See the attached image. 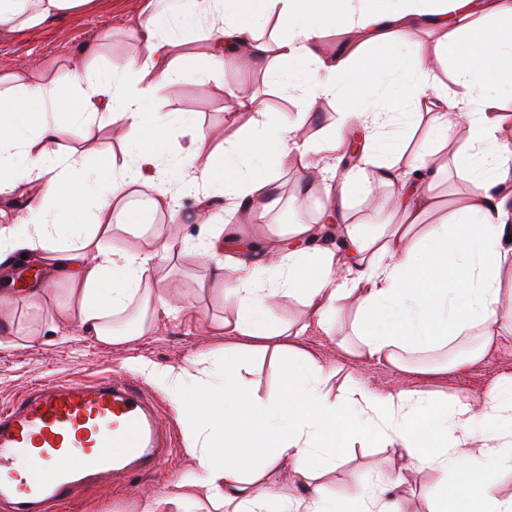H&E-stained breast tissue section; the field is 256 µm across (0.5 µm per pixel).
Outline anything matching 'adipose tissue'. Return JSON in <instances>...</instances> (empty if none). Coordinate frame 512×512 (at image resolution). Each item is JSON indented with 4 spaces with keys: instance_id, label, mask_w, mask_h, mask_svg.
<instances>
[{
    "instance_id": "ef3b65f1",
    "label": "adipose tissue",
    "mask_w": 512,
    "mask_h": 512,
    "mask_svg": "<svg viewBox=\"0 0 512 512\" xmlns=\"http://www.w3.org/2000/svg\"><path fill=\"white\" fill-rule=\"evenodd\" d=\"M87 2L0 0V30L36 28ZM205 18L218 38L202 52L170 59V47ZM270 26L279 34L268 39ZM425 34L433 35V48L421 43ZM133 35L142 63L83 68L68 102L56 79L34 70L0 73V196L27 187L38 199L0 227V266L19 254L52 263L70 286L80 335L117 345L149 334L157 311H183L154 289L162 261L188 252L214 257L212 282L237 302L234 319L223 324L233 339L223 358L206 367L130 362L172 395L187 422L198 493L173 497L176 512L189 505L197 512H413L396 490L424 474L438 477L428 512H512V495L498 488L500 474L512 472V375L451 408L425 389L380 395L355 383L337 396L324 366L291 346L308 332L330 333L337 307L350 298L358 306L352 355L361 361L402 371L405 351L475 328L478 354L499 343L500 274L512 265V141L502 135L501 111L512 97V0H383L378 7L363 0H151ZM330 36L338 47L326 57L321 48ZM270 60L286 64L267 75L292 88L296 112L274 118L228 90L255 119L249 130L225 133L223 147H213L190 114L173 118L154 107L157 91L182 73L209 78ZM386 81L385 100L366 99L364 85ZM432 96L440 109L423 111ZM323 99L336 102L337 127L319 140L303 137L307 115ZM97 116L121 122L123 161L107 156L90 167L59 150L68 125ZM421 124L428 142L407 153L403 133ZM461 124L468 137L454 164L469 184L467 202L443 223L423 225L435 205L436 147ZM354 126L365 140L360 163L336 170L327 191V213L343 224L345 246L312 244L311 226L296 224L289 231L296 248L251 251L247 219L279 204L280 175L325 166ZM175 129L189 149L167 167ZM162 166L158 199L176 187L194 194L201 214L222 200L231 205L232 248L217 232L181 243L161 236L147 252L102 246V237L127 228L131 185ZM377 188L390 194L386 234L350 221L352 195ZM280 295L300 299L307 310L301 322L270 320L269 302ZM267 349L282 356V382L262 398L243 384L241 371ZM367 435L398 452L401 467L378 473L374 487L357 496L329 493L324 476L348 443ZM283 466L297 480L290 494L267 484Z\"/></svg>"
}]
</instances>
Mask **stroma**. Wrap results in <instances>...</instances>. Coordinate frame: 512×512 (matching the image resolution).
I'll use <instances>...</instances> for the list:
<instances>
[{
  "label": "stroma",
  "instance_id": "stroma-1",
  "mask_svg": "<svg viewBox=\"0 0 512 512\" xmlns=\"http://www.w3.org/2000/svg\"><path fill=\"white\" fill-rule=\"evenodd\" d=\"M148 0H90L89 4L65 17L48 21L43 26L22 32H0V73L23 71L32 67L45 70L61 83L63 91L74 87V63L81 48L97 43L89 66L105 69L115 64L137 62L141 49L133 30L144 15ZM239 95L255 98L270 112H292L295 99L273 86L264 76L263 65L228 68L218 77L203 79L187 72L166 85L157 94L156 107L162 112L193 114L197 124L213 136L215 144L224 141L226 126L246 127L250 115L234 111L227 99L226 88ZM121 124L102 126L89 122L70 127L61 141L63 150L84 153L88 163H96L103 155L120 153ZM465 126H458L455 137L433 158L437 170L434 193L440 206L429 213L430 224L442 222L452 211L461 208L469 185L459 177L453 163L454 153L466 140ZM299 175L289 172L280 179L277 192L280 206L271 212L255 211L250 217L249 232L260 242H287L293 224L319 225L327 204L325 184L314 180L310 186L298 183ZM180 218H171L160 210L147 219L134 221L128 231L116 232L105 239V246L151 249L156 234L181 240L196 236L197 228L187 221L186 213L196 208V199H177ZM211 261L196 253H188L158 267L154 274L157 288H167L189 302L184 313L175 315L157 311L154 329L138 341L110 345L80 337L69 309V286L42 261L18 260L9 270L4 284L17 294H25L34 284L48 288L50 297L40 309H18L16 318L26 333L0 338V404L8 403L26 389L41 381L90 379L111 371L128 372L130 360L145 357L163 366H182L201 356H215L223 351L228 339L222 323L233 319L236 301L212 290L206 284ZM357 303L347 300L336 314V330L332 335L310 334L300 337L298 350L319 361L332 375L331 383L340 388L353 381H363L374 391L384 393L395 387L430 389L447 400L480 396L499 376L512 374V324L500 327L502 339L481 359L465 367H455L480 343L477 331L445 345L424 351L407 352L412 367L396 372L378 363H364L346 351L355 342ZM147 390L159 402L161 419L173 433L174 451L161 473L119 475L112 482L87 487L77 492L70 512H129L133 503L154 499L165 501L180 491L181 483L196 473L195 460L187 450L186 427L182 416L167 391L155 385ZM390 452L367 444L352 448L345 463L327 476L330 492L349 496L367 484L379 471L397 468Z\"/></svg>",
  "mask_w": 512,
  "mask_h": 512
}]
</instances>
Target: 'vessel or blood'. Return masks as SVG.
<instances>
[{
    "label": "vessel or blood",
    "instance_id": "vessel-or-blood-1",
    "mask_svg": "<svg viewBox=\"0 0 512 512\" xmlns=\"http://www.w3.org/2000/svg\"><path fill=\"white\" fill-rule=\"evenodd\" d=\"M157 402L135 381L105 374L39 384L0 408V506L66 512L76 492L127 472L161 470L172 446ZM34 449L29 472L16 451Z\"/></svg>",
    "mask_w": 512,
    "mask_h": 512
}]
</instances>
